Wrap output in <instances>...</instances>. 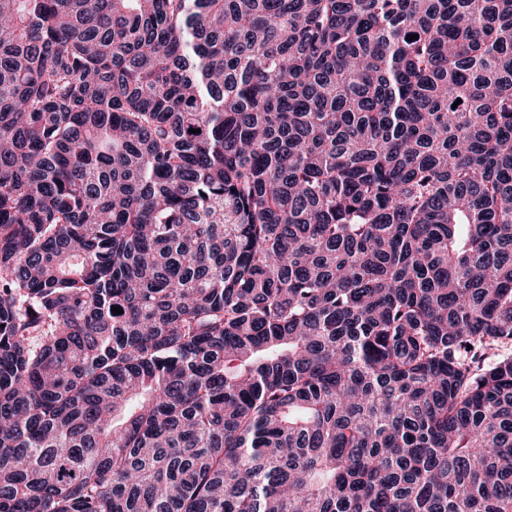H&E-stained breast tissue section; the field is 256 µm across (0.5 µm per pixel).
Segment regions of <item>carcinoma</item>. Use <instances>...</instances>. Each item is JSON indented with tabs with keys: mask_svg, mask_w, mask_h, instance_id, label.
Masks as SVG:
<instances>
[{
	"mask_svg": "<svg viewBox=\"0 0 512 512\" xmlns=\"http://www.w3.org/2000/svg\"><path fill=\"white\" fill-rule=\"evenodd\" d=\"M0 512H512V0H0Z\"/></svg>",
	"mask_w": 512,
	"mask_h": 512,
	"instance_id": "1",
	"label": "carcinoma"
}]
</instances>
